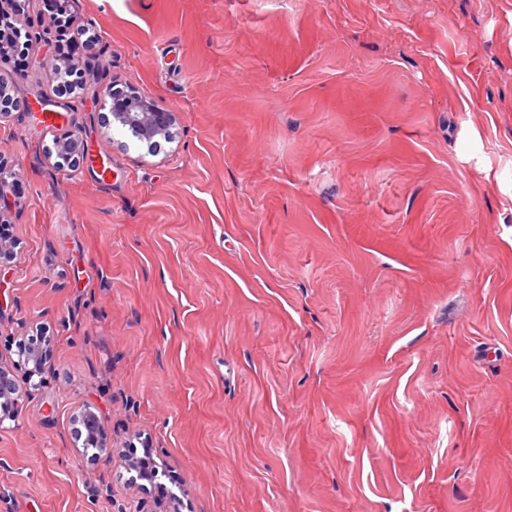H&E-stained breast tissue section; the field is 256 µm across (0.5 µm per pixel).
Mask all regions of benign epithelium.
<instances>
[{"label": "benign epithelium", "instance_id": "obj_1", "mask_svg": "<svg viewBox=\"0 0 512 512\" xmlns=\"http://www.w3.org/2000/svg\"><path fill=\"white\" fill-rule=\"evenodd\" d=\"M112 97V125L139 141H151L167 133L176 120L175 113L162 111L153 100H148L133 90L112 86L104 93ZM13 366L26 371L30 388L37 390L43 384V347L20 348ZM20 395L12 383L9 370L0 365V429L5 421H15L12 411ZM81 423L85 429L82 455L89 461H98L112 455V446L99 437L101 422L91 409L81 414Z\"/></svg>", "mask_w": 512, "mask_h": 512}]
</instances>
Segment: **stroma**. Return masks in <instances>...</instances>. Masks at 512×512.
Returning <instances> with one entry per match:
<instances>
[{"label":"stroma","instance_id":"stroma-1","mask_svg":"<svg viewBox=\"0 0 512 512\" xmlns=\"http://www.w3.org/2000/svg\"><path fill=\"white\" fill-rule=\"evenodd\" d=\"M69 10L87 87L177 120L151 148L0 61V363L49 339L0 512H512V0ZM81 423L85 429L81 450L82 455L91 462L98 461L104 456H112V445H108L99 437L101 428L100 418L91 408L88 407L82 412Z\"/></svg>","mask_w":512,"mask_h":512}]
</instances>
